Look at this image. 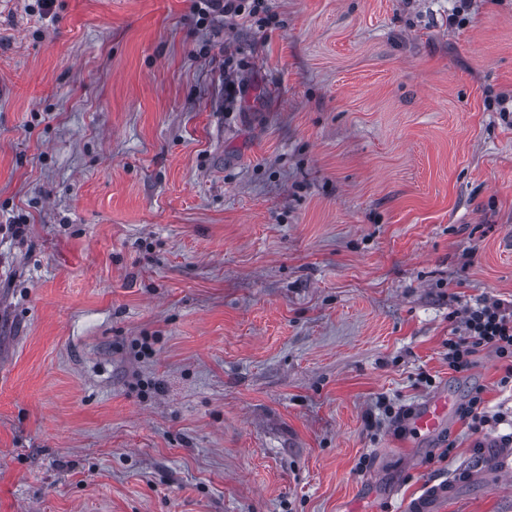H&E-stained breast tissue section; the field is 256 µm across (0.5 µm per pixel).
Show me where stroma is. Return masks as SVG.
<instances>
[{
	"label": "stroma",
	"mask_w": 512,
	"mask_h": 512,
	"mask_svg": "<svg viewBox=\"0 0 512 512\" xmlns=\"http://www.w3.org/2000/svg\"><path fill=\"white\" fill-rule=\"evenodd\" d=\"M264 5L0 0V512H512V447L367 425L512 409L445 357L512 303V0ZM264 0H199L198 19L200 25L214 27L221 20L226 23L234 18L256 16L263 9ZM450 416L448 394L437 393L421 403L412 420V428L419 436H433L442 429L447 420L450 421ZM449 492L450 487L445 484L434 485L427 494L405 502L403 512H433V502L444 499Z\"/></svg>",
	"instance_id": "1"
}]
</instances>
